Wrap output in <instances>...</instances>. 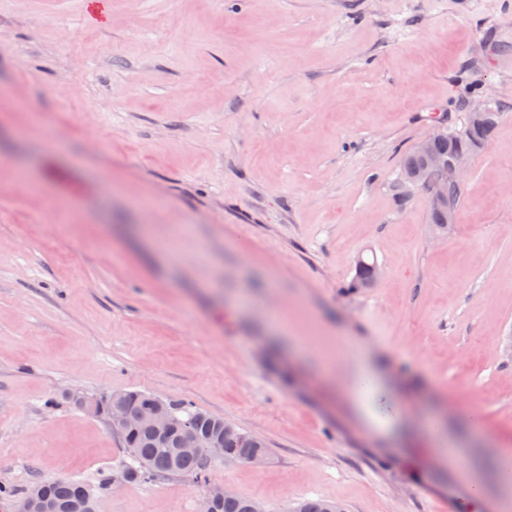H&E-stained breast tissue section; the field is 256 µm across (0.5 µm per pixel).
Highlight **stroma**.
Instances as JSON below:
<instances>
[{
  "mask_svg": "<svg viewBox=\"0 0 512 512\" xmlns=\"http://www.w3.org/2000/svg\"><path fill=\"white\" fill-rule=\"evenodd\" d=\"M0 0V485H97L130 459L69 401L183 399L267 446L127 482L98 512H202L209 486L288 512L512 504V0ZM502 113L448 236L400 163L434 118ZM374 287L351 289L357 257ZM379 352L469 437L485 500L379 441L269 347L266 311Z\"/></svg>",
  "mask_w": 512,
  "mask_h": 512,
  "instance_id": "stroma-1",
  "label": "stroma"
}]
</instances>
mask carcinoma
I'll return each instance as SVG.
<instances>
[{"label":"carcinoma","mask_w":512,"mask_h":512,"mask_svg":"<svg viewBox=\"0 0 512 512\" xmlns=\"http://www.w3.org/2000/svg\"><path fill=\"white\" fill-rule=\"evenodd\" d=\"M503 107L488 108L481 123L467 121L463 129L432 141V152L442 162H447L457 152L476 154L481 151L496 125ZM426 171L422 188L426 191L434 186L439 176L436 169H425V165L414 152H408L401 162L404 181L414 183L411 173ZM428 221L432 230L443 233L448 229V208L428 209ZM375 261L359 259L352 282L354 288H371L374 285ZM128 414L132 427L120 433L123 446L132 460L126 473L129 481L155 482L174 475L189 476L196 481H205L210 463L205 459V449L184 450L183 437L191 430L202 438H220L224 441L227 456L241 463L256 454L266 453L264 441L255 442L252 435L238 430L223 418L201 411L186 401L170 400L175 407L176 420L169 436L159 438L151 428L140 421L141 412L150 406L156 396L140 391L119 392L113 395ZM110 476L104 474L97 487L69 478L42 479L33 482L16 494L18 500L31 499L43 503L48 512H97L96 491L109 489ZM253 500L239 495H229L222 500L206 501L204 512H252ZM290 512H343L341 505L323 499H304Z\"/></svg>","instance_id":"carcinoma-1"}]
</instances>
